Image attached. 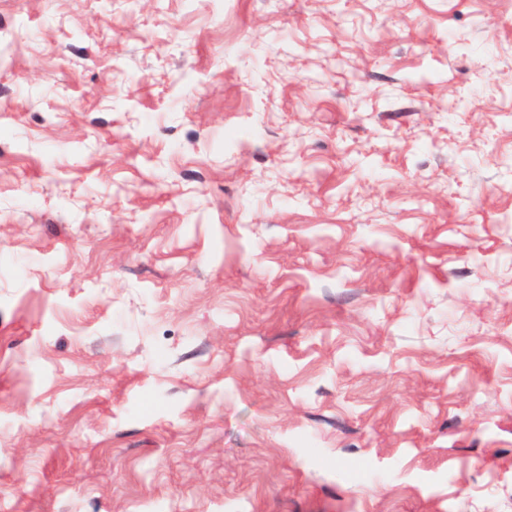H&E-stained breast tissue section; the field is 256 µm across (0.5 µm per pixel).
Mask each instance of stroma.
I'll return each mask as SVG.
<instances>
[{
	"instance_id": "obj_1",
	"label": "stroma",
	"mask_w": 512,
	"mask_h": 512,
	"mask_svg": "<svg viewBox=\"0 0 512 512\" xmlns=\"http://www.w3.org/2000/svg\"><path fill=\"white\" fill-rule=\"evenodd\" d=\"M0 512H512V0H0Z\"/></svg>"
}]
</instances>
